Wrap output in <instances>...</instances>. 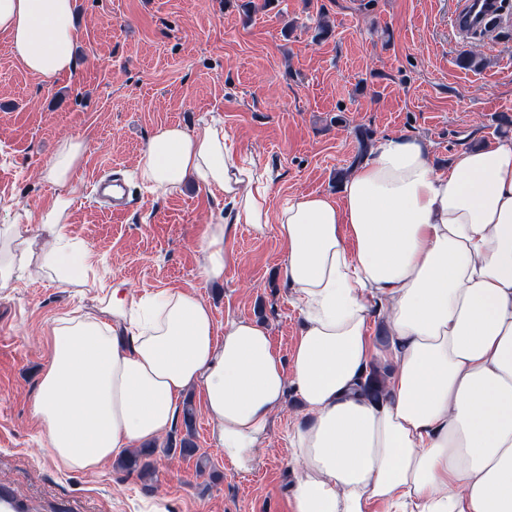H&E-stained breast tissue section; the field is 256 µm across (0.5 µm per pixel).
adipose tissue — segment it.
Masks as SVG:
<instances>
[{"label": "adipose tissue", "mask_w": 512, "mask_h": 512, "mask_svg": "<svg viewBox=\"0 0 512 512\" xmlns=\"http://www.w3.org/2000/svg\"><path fill=\"white\" fill-rule=\"evenodd\" d=\"M0 36L53 84L75 69L74 0H0ZM85 150L62 140L41 171L59 189L38 216L49 246L0 225L1 291L31 271L86 285L62 232ZM137 174L161 194L196 183L231 202L232 222L204 225L197 241L205 280H223L237 225L275 231L304 327L285 362L255 320L220 330L194 293L139 298L112 282L96 312L51 329L32 413L59 468L93 474L158 443L194 389L225 460L249 471L291 390L305 414L288 437L300 468L291 512H512V140L459 151L440 170L428 142L391 136L339 196L296 195L274 213L272 175L239 163L218 120L159 127ZM375 316L392 365L379 403L360 388Z\"/></svg>", "instance_id": "1"}]
</instances>
